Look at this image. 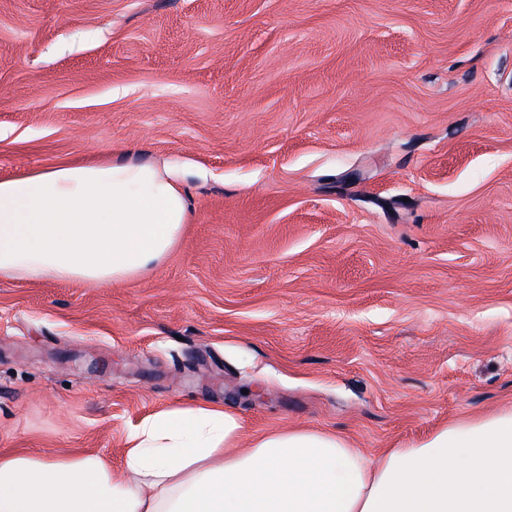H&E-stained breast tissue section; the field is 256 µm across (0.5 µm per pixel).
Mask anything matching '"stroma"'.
Masks as SVG:
<instances>
[{
	"label": "stroma",
	"mask_w": 512,
	"mask_h": 512,
	"mask_svg": "<svg viewBox=\"0 0 512 512\" xmlns=\"http://www.w3.org/2000/svg\"><path fill=\"white\" fill-rule=\"evenodd\" d=\"M175 171L122 282L0 279V451L175 403L371 453L512 407V0H0V180Z\"/></svg>",
	"instance_id": "35a3bbf8"
}]
</instances>
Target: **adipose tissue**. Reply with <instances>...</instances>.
Wrapping results in <instances>:
<instances>
[{
  "label": "adipose tissue",
  "instance_id": "obj_1",
  "mask_svg": "<svg viewBox=\"0 0 512 512\" xmlns=\"http://www.w3.org/2000/svg\"><path fill=\"white\" fill-rule=\"evenodd\" d=\"M187 196L155 165L92 160L0 180V278L114 282L161 263ZM221 407L176 404L97 455L0 453V512H512V408L370 455L293 428L239 445Z\"/></svg>",
  "mask_w": 512,
  "mask_h": 512
}]
</instances>
